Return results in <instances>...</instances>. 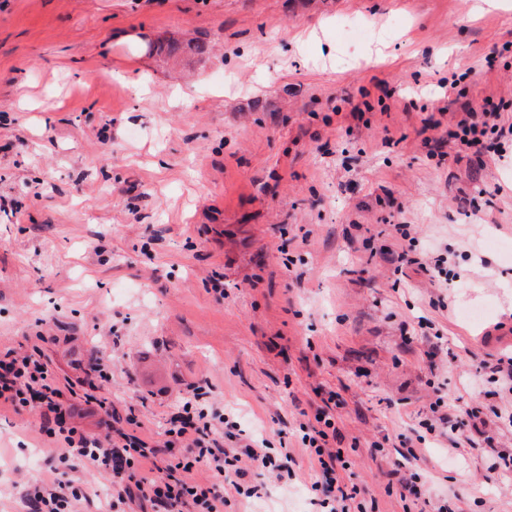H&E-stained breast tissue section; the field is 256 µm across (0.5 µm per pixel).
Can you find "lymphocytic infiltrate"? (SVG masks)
Wrapping results in <instances>:
<instances>
[{
  "mask_svg": "<svg viewBox=\"0 0 512 512\" xmlns=\"http://www.w3.org/2000/svg\"><path fill=\"white\" fill-rule=\"evenodd\" d=\"M484 121L473 113H461L451 128L432 120L427 130L443 131L445 139L461 152L504 159L503 151L512 142V122L501 119L498 106L484 103ZM402 242L395 249L382 251L383 261L399 267L414 266L427 273L439 287H447L452 275L440 255L420 251L418 240L404 226H397ZM14 410L35 409L49 421L42 435L54 466L38 482L25 484L20 498L26 512H81L91 489L85 474L97 472L107 479L104 512H126L133 502L149 504L151 512H224L230 501L256 497L257 490L246 476L248 464L275 473L277 479H292L296 460L288 449L274 450L252 439H239L235 447L224 445L226 419L214 407L208 386L188 387L177 412L165 422L161 443L146 435L140 421L127 417L115 426L110 407L98 402L99 423L104 435L86 433L77 423V408L65 400L56 387L40 347L18 351L0 350V407ZM446 438L451 443L469 440L468 428L453 422L444 397H437L418 422L416 439ZM340 432L329 413H321L315 424L302 428L299 442L314 469L311 485L327 512H367L361 491L343 481L347 468L344 449L338 448ZM174 452L167 470L144 476L146 465L155 464L161 451ZM207 468L211 477L196 480L195 472ZM233 470V495L224 491V472Z\"/></svg>",
  "mask_w": 512,
  "mask_h": 512,
  "instance_id": "lymphocytic-infiltrate-1",
  "label": "lymphocytic infiltrate"
}]
</instances>
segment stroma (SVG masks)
Masks as SVG:
<instances>
[{"label": "stroma", "instance_id": "1", "mask_svg": "<svg viewBox=\"0 0 512 512\" xmlns=\"http://www.w3.org/2000/svg\"><path fill=\"white\" fill-rule=\"evenodd\" d=\"M194 36L200 62L143 49ZM507 42L512 0H0V346L149 434L201 383L272 448L329 409L373 512H512L484 449L400 454L437 395L460 421L501 402L483 368L512 350V261L485 241L512 243V162L432 157L420 130L487 97L512 118V50L483 61ZM399 224L457 279L372 256ZM422 316L439 350L404 343ZM40 425L0 410V512L51 466ZM313 480L302 455L286 484L253 470L241 512H319Z\"/></svg>", "mask_w": 512, "mask_h": 512}]
</instances>
